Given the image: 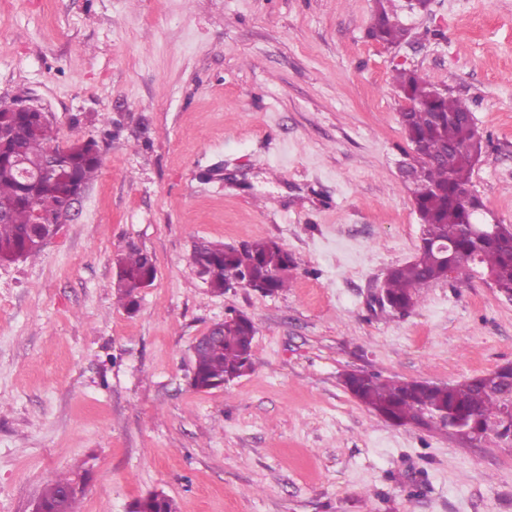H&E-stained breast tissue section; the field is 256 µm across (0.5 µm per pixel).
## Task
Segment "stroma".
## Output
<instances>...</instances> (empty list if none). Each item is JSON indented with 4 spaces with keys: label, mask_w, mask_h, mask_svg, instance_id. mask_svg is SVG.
<instances>
[{
    "label": "stroma",
    "mask_w": 512,
    "mask_h": 512,
    "mask_svg": "<svg viewBox=\"0 0 512 512\" xmlns=\"http://www.w3.org/2000/svg\"><path fill=\"white\" fill-rule=\"evenodd\" d=\"M0 0V102H35L101 173L36 258L0 263V512L71 479L79 512H512V439L396 426L348 371L455 384L512 363V300L463 278L408 315L375 301L420 220L395 69L465 100L484 137L480 220L512 226V0ZM279 242L290 286L217 295L194 242ZM153 255L135 310L118 257ZM254 367L191 385L192 345L229 312ZM371 28H376L377 39L386 45H396L405 39L406 28L396 21H392L383 0H376Z\"/></svg>",
    "instance_id": "1"
}]
</instances>
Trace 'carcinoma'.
Segmentation results:
<instances>
[{
  "mask_svg": "<svg viewBox=\"0 0 512 512\" xmlns=\"http://www.w3.org/2000/svg\"><path fill=\"white\" fill-rule=\"evenodd\" d=\"M372 27L377 39L396 45L405 39L406 28L391 19L383 0H376ZM401 97L412 107L400 113V123L423 173L411 182L415 209L421 220V245L416 256L397 265L388 273L383 288L390 311L410 312L418 302L423 286L447 279L446 262L478 255L480 269L491 275L498 292L512 295V239L501 237L454 238L452 233L467 217L466 205L459 192L471 187V174L482 153V136L470 123L469 106L448 96L426 81L417 71L403 69L394 76ZM0 128L12 133L7 149L10 156L39 160L53 145L51 123L40 122L23 112H0ZM101 168L100 151H76L69 155L54 181L39 186L25 183L5 158L0 161V208L6 213L0 222V262L36 257L47 225L33 223L31 207L47 218L56 216L65 205V188L73 181L89 184ZM453 243L448 260L436 251L442 241ZM210 260L211 288L224 292V271L235 269L249 275L251 281H268L272 291L288 288V277L272 278L269 273L293 258L278 242L256 240L239 248L222 243L202 241L194 245L192 262ZM156 276L152 255L132 248L118 260V300L126 308L137 304L136 290L144 281ZM256 334L253 320L241 314L224 319L221 335L196 349L193 370L201 384L225 382L245 375L253 369L251 347ZM344 386L363 405L394 425L415 423L429 427L432 412L462 416L467 421L495 417L501 412L500 386L491 374L470 378L452 385H439L420 380H388L377 374L350 372L344 375ZM76 488L69 479L47 485L40 498L46 512H76ZM135 512H176L172 500L166 505L146 498Z\"/></svg>",
  "mask_w": 512,
  "mask_h": 512,
  "instance_id": "obj_1",
  "label": "carcinoma"
}]
</instances>
